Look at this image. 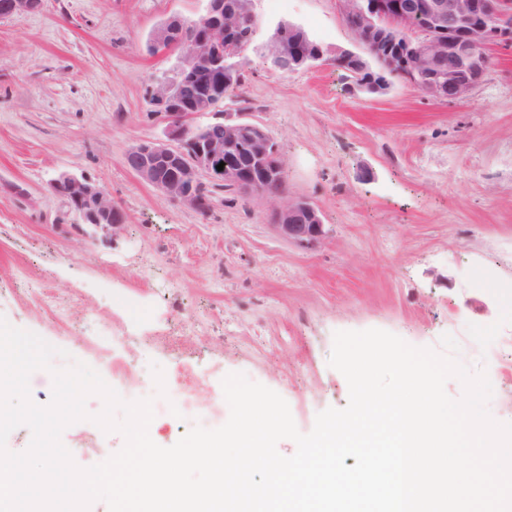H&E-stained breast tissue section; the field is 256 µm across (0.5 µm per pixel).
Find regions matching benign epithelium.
<instances>
[{
  "instance_id": "benign-epithelium-1",
  "label": "benign epithelium",
  "mask_w": 512,
  "mask_h": 512,
  "mask_svg": "<svg viewBox=\"0 0 512 512\" xmlns=\"http://www.w3.org/2000/svg\"><path fill=\"white\" fill-rule=\"evenodd\" d=\"M240 3L207 0L198 20L172 17L154 30L153 49L169 51L177 59L174 76L156 81L149 97L168 122L169 142H139L125 154L127 166L143 180L198 211L210 205L205 195L210 183L255 196L283 197L284 163L264 125L224 121V133L202 136L188 118L213 111L223 97L202 93L186 108L181 101L182 84L197 78L202 63L222 73L246 48L236 41L235 32L241 14L253 19L255 13L253 0L244 11ZM336 5L345 27L381 65L379 79L365 84L370 91L386 88L395 78L431 99L457 102L491 69L490 48L512 49V0H336ZM41 7L42 0H0V19L18 20ZM260 50L281 72L356 57L323 48L289 22L278 24ZM242 145L244 159L231 158ZM50 188L66 199L71 223L86 227L91 237L111 241L123 229L124 214L103 186L61 172ZM273 217L276 233L300 248H315L328 236L319 211L304 199L287 201Z\"/></svg>"
}]
</instances>
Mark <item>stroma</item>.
<instances>
[{
  "instance_id": "1",
  "label": "stroma",
  "mask_w": 512,
  "mask_h": 512,
  "mask_svg": "<svg viewBox=\"0 0 512 512\" xmlns=\"http://www.w3.org/2000/svg\"><path fill=\"white\" fill-rule=\"evenodd\" d=\"M255 43L240 84L204 126L263 123L283 158L285 196L304 199L329 229L303 249L271 227L278 200L213 188L199 213L125 164L134 143L166 138L149 102L174 55L150 48L173 16L203 0H43L0 21V316L66 350L108 385L129 388L139 365L225 405L222 380L245 374L281 395L300 432L345 407L329 365L335 332L382 329L415 347L486 369L488 410L512 423V53L454 104L391 80L372 93L332 65L280 72L258 46L278 24L320 45L361 53L336 0H254ZM101 184L123 212L115 241L70 224L48 183L60 172ZM125 356L113 358V337ZM74 462H102L121 433L81 421L62 434Z\"/></svg>"
}]
</instances>
